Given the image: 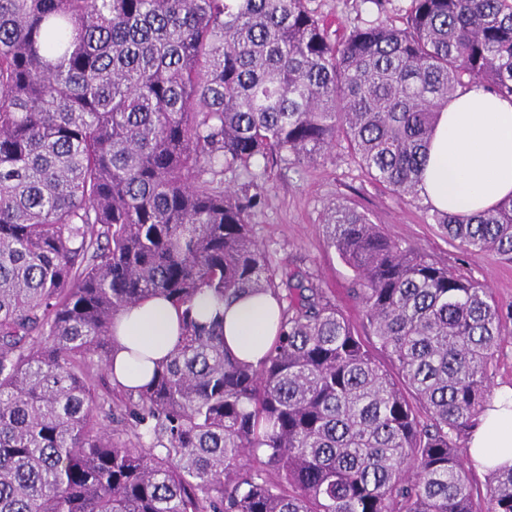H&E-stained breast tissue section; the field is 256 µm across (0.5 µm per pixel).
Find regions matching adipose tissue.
<instances>
[{
  "label": "adipose tissue",
  "mask_w": 512,
  "mask_h": 512,
  "mask_svg": "<svg viewBox=\"0 0 512 512\" xmlns=\"http://www.w3.org/2000/svg\"><path fill=\"white\" fill-rule=\"evenodd\" d=\"M422 190L434 208L472 215L512 198V100L473 83L441 109L422 175ZM278 318L268 296H244L224 308V339L236 357L256 363L269 351ZM119 345L113 373L132 389L151 377L180 336L179 313L154 298L122 311L114 321ZM478 469L512 466V387L498 390L468 439Z\"/></svg>",
  "instance_id": "obj_1"
}]
</instances>
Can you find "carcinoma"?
I'll return each mask as SVG.
<instances>
[{"mask_svg":"<svg viewBox=\"0 0 512 512\" xmlns=\"http://www.w3.org/2000/svg\"><path fill=\"white\" fill-rule=\"evenodd\" d=\"M362 2L333 42L310 0H0V512H512V467L482 489L456 445L492 397L489 289L334 203L364 339L277 278L261 198L224 185L339 146L420 202L448 98L512 99V0H410L400 26ZM425 218L512 261V198ZM242 294L278 303L257 365L224 346ZM157 297L174 350L98 392L115 317Z\"/></svg>","mask_w":512,"mask_h":512,"instance_id":"carcinoma-1","label":"carcinoma"}]
</instances>
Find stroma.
<instances>
[{"mask_svg": "<svg viewBox=\"0 0 512 512\" xmlns=\"http://www.w3.org/2000/svg\"><path fill=\"white\" fill-rule=\"evenodd\" d=\"M311 6L334 39L365 15L361 0H312ZM224 182L251 195L261 194L262 205L252 216L253 234L272 252L277 274H313L356 330L364 325L349 294L352 272L328 247L323 226L328 206L339 200L367 213L395 239L484 284L503 310H512V262L488 251L451 245L438 225L427 223L421 206L370 183L346 150L335 149L326 160L304 168L275 163L263 180L250 186L231 172L225 173Z\"/></svg>", "mask_w": 512, "mask_h": 512, "instance_id": "stroma-1", "label": "stroma"}]
</instances>
